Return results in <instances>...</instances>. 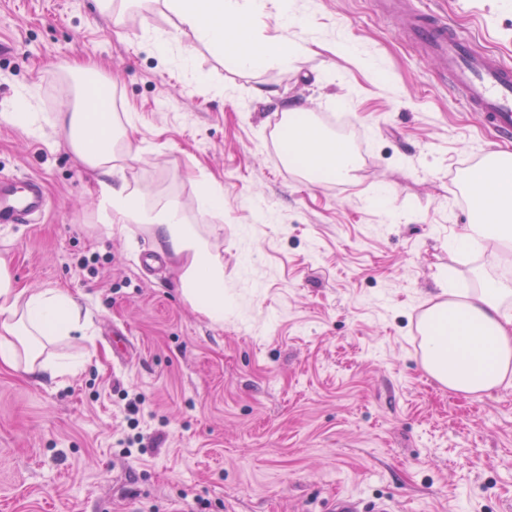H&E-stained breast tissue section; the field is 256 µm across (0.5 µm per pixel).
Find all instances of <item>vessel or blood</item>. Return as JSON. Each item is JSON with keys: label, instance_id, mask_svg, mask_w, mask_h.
Listing matches in <instances>:
<instances>
[{"label": "vessel or blood", "instance_id": "vessel-or-blood-1", "mask_svg": "<svg viewBox=\"0 0 512 512\" xmlns=\"http://www.w3.org/2000/svg\"><path fill=\"white\" fill-rule=\"evenodd\" d=\"M407 36L437 59L449 86L469 108L478 112L486 125L503 136H512V65L495 55L475 51L469 40L437 17L410 16ZM44 208L45 191L39 180L27 178L21 189L0 181L1 225L31 220L42 214ZM331 512H390V504L381 500L365 510L359 501L339 497L334 500Z\"/></svg>", "mask_w": 512, "mask_h": 512}]
</instances>
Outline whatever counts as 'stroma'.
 Segmentation results:
<instances>
[{"label": "stroma", "mask_w": 512, "mask_h": 512, "mask_svg": "<svg viewBox=\"0 0 512 512\" xmlns=\"http://www.w3.org/2000/svg\"><path fill=\"white\" fill-rule=\"evenodd\" d=\"M296 4L313 51L243 73L162 0H0V179L38 177L47 195L42 218L0 227V257L18 287L83 294L94 350L47 385L0 368V512H326L339 493L395 512H512V384L448 390L421 368L416 334L444 276L464 292L480 271L512 281L505 249L448 251L470 222L461 171L512 139L449 92L404 27L447 16L512 64V0ZM77 62L132 118L129 182L211 225L223 325L181 298L172 262L144 263L146 229L113 231L60 128L7 120L24 97L43 117L71 108ZM341 99L363 144L354 178L286 174L283 104L319 125ZM207 185L224 191L221 217L198 209Z\"/></svg>", "instance_id": "35a3bbf8"}]
</instances>
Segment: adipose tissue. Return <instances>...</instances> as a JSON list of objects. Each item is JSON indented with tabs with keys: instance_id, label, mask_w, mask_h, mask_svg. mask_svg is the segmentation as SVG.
<instances>
[{
	"instance_id": "1",
	"label": "adipose tissue",
	"mask_w": 512,
	"mask_h": 512,
	"mask_svg": "<svg viewBox=\"0 0 512 512\" xmlns=\"http://www.w3.org/2000/svg\"><path fill=\"white\" fill-rule=\"evenodd\" d=\"M276 3V32L259 35L256 27ZM166 5L195 38L225 55L236 68L285 66L304 44L291 33L304 18L294 0H166ZM288 163L320 182L353 178L360 161L343 144L327 139L299 107L285 105ZM64 128L72 152L95 174L101 194L120 223L145 226L154 248L179 267L177 289L183 299L213 324L224 323V263L198 225L188 223L177 202L149 204V190L130 185L125 169L136 152L125 138L119 113L86 100L81 112H61L53 120ZM473 220L448 242L449 252L469 257L486 244L512 249V154L494 152L464 170ZM440 302L426 311L422 366L448 389L482 394L512 379V285L491 279L468 294L443 279ZM83 298L61 288L36 292L17 287L0 259V367L23 368L38 382H55L81 369L86 355L54 360L47 346L85 335Z\"/></svg>"
}]
</instances>
